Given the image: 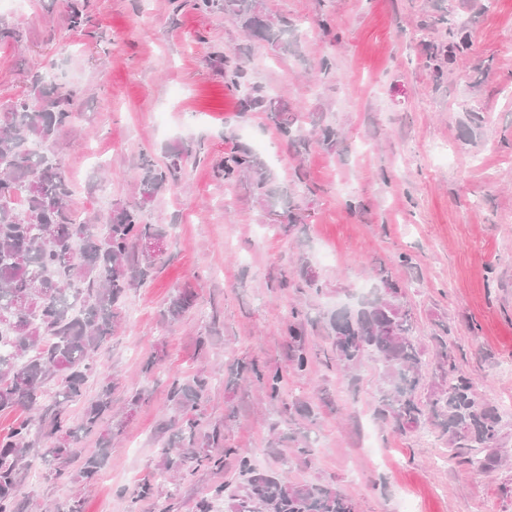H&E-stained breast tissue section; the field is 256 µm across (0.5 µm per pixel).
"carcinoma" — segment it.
<instances>
[{"label":"carcinoma","instance_id":"1","mask_svg":"<svg viewBox=\"0 0 512 512\" xmlns=\"http://www.w3.org/2000/svg\"><path fill=\"white\" fill-rule=\"evenodd\" d=\"M194 8L222 11L254 39L283 51L290 47L288 21L269 19L258 0H195ZM216 57L224 61L244 111L269 113L283 135L296 145L306 144V134L291 130L284 118L287 106L275 105L260 87L246 82L242 66L229 55L218 52ZM30 84L33 96L20 95L0 111V412L29 413L0 438V512H24L17 494L19 463L33 434L41 429L39 398L47 380L59 384L46 433L50 447L44 452L58 465L57 473L78 455L82 436L112 416L110 384L77 423L66 413L65 403L80 396L85 380L96 372L95 355L112 336L121 299L145 284L162 263V251L149 249L151 242L161 239L162 229L144 221L138 205L111 209L94 220L75 216L72 185L55 147L79 111L80 90L63 92L39 71L31 75ZM221 168L227 182L249 171L257 174L258 185L271 182V175L246 150L225 155ZM143 170L146 198L178 180L176 163L165 169L146 164ZM194 302L195 293L184 289L169 301L167 317L182 318ZM329 324L336 360L346 370L357 368L369 353L380 362L377 414L393 431H415L424 418L438 419L448 447L468 449L465 462L472 469L490 466L485 451L497 445L502 417L481 397L474 379L457 366L448 342L441 338L434 365L447 386L426 407L415 403L414 393L429 361L417 349L398 283L383 280V287L364 297L356 309L333 313ZM288 335L294 344L292 368L303 373L310 360L305 330L294 323L288 326ZM210 378L200 371L171 385L172 408L186 417L179 442L160 451L159 475L172 485V497L178 482L191 475L190 463L214 461L209 447L219 445L221 435L214 431L199 436V422L193 418L207 398ZM283 381L279 369L256 374L259 387L272 400L279 398ZM113 435L107 433L97 452L85 458L80 476L88 479L103 467ZM225 452L236 455L240 471L248 475L244 493L229 496L230 512L263 507L268 512H354L352 499L336 488L260 472L243 448Z\"/></svg>","mask_w":512,"mask_h":512}]
</instances>
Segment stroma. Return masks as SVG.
I'll use <instances>...</instances> for the list:
<instances>
[{
    "label": "stroma",
    "instance_id": "1",
    "mask_svg": "<svg viewBox=\"0 0 512 512\" xmlns=\"http://www.w3.org/2000/svg\"><path fill=\"white\" fill-rule=\"evenodd\" d=\"M29 2L0 12V28L20 33L0 40V106L28 91L35 69L80 89L84 110L57 144L74 206L93 215L139 203L164 230L166 262L123 298L97 375L67 406L79 418L112 384L121 433L105 466L87 480L77 459L57 478L34 438L22 497L60 510L78 497L83 512H198L215 484L242 486L230 456L198 467L174 497L155 479L159 449L179 427L170 385L204 369L212 384L200 432L220 428L257 469L337 488L356 512H404L407 502L415 512H512V414L499 465L481 472L450 454L434 425L391 433L376 415L380 364L365 357L346 376L329 327L337 309L391 278L406 288L425 355L448 337L488 400L512 396V0H259L290 22L298 49L288 55L193 0H86L78 32L68 0ZM461 27L469 49L429 67ZM218 50L243 51L247 80L312 132L306 151L294 153L266 113L242 111ZM324 127L333 142L319 137ZM234 150L257 155L279 194L249 176L225 184L216 165ZM177 154L178 186L142 198L143 165ZM303 265L315 287L301 286ZM187 286L194 308L168 319ZM297 316L311 356L304 376L289 369ZM276 368L287 373L284 398L310 413L275 444L281 404L248 380ZM297 439L312 460L292 453ZM147 479L153 495L135 500Z\"/></svg>",
    "mask_w": 512,
    "mask_h": 512
}]
</instances>
